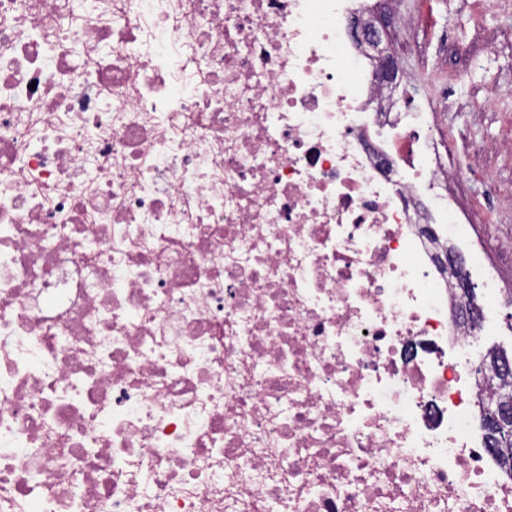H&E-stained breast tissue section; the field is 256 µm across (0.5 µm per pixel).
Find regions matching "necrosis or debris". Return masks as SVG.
<instances>
[{
    "mask_svg": "<svg viewBox=\"0 0 512 512\" xmlns=\"http://www.w3.org/2000/svg\"><path fill=\"white\" fill-rule=\"evenodd\" d=\"M353 0H0V512H512Z\"/></svg>",
    "mask_w": 512,
    "mask_h": 512,
    "instance_id": "4bbe7bcc",
    "label": "necrosis or debris"
}]
</instances>
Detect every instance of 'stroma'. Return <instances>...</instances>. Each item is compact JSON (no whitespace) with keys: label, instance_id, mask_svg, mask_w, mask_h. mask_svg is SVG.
Returning a JSON list of instances; mask_svg holds the SVG:
<instances>
[{"label":"stroma","instance_id":"obj_1","mask_svg":"<svg viewBox=\"0 0 512 512\" xmlns=\"http://www.w3.org/2000/svg\"><path fill=\"white\" fill-rule=\"evenodd\" d=\"M404 12L424 11L425 20L411 32L416 54L397 48L400 67L411 77L417 99L439 83L449 88L453 110L446 129L457 137L453 163L463 172L454 187L476 218L474 232L486 248L505 291H512V215L490 221L484 205V178L512 184V158L487 153L490 141H512V112L486 103L484 92L512 85V15L486 11L473 23L464 0H400Z\"/></svg>","mask_w":512,"mask_h":512}]
</instances>
